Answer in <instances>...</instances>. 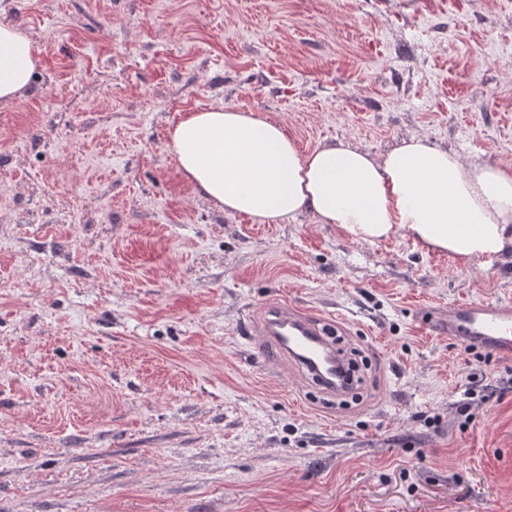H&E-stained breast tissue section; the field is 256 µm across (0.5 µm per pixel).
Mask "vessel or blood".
Here are the masks:
<instances>
[{"instance_id": "obj_1", "label": "vessel or blood", "mask_w": 512, "mask_h": 512, "mask_svg": "<svg viewBox=\"0 0 512 512\" xmlns=\"http://www.w3.org/2000/svg\"><path fill=\"white\" fill-rule=\"evenodd\" d=\"M449 339L486 341L498 351L512 353V303L465 302L449 305L443 320ZM256 335L280 356L296 365L324 397L343 399L357 389L352 359L337 340L334 319L313 316L290 305L269 307L255 327Z\"/></svg>"}]
</instances>
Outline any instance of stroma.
<instances>
[{
	"instance_id": "stroma-1",
	"label": "stroma",
	"mask_w": 512,
	"mask_h": 512,
	"mask_svg": "<svg viewBox=\"0 0 512 512\" xmlns=\"http://www.w3.org/2000/svg\"><path fill=\"white\" fill-rule=\"evenodd\" d=\"M38 65L0 100V512H512V355L428 327L512 302L491 262L308 211L224 213L168 131L228 106L302 151L423 136L512 166V0H0ZM272 302L333 317L347 406L268 358Z\"/></svg>"
}]
</instances>
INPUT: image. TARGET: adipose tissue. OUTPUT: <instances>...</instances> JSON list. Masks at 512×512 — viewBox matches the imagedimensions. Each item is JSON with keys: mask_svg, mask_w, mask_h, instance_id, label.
Returning a JSON list of instances; mask_svg holds the SVG:
<instances>
[{"mask_svg": "<svg viewBox=\"0 0 512 512\" xmlns=\"http://www.w3.org/2000/svg\"><path fill=\"white\" fill-rule=\"evenodd\" d=\"M36 66L26 35L0 25V100L26 88ZM168 140L185 181L231 215L275 223L308 209L359 240L400 232L464 262L512 244V168L464 162L424 137L380 158L344 142L303 152L282 125L215 107L186 113Z\"/></svg>", "mask_w": 512, "mask_h": 512, "instance_id": "obj_1", "label": "adipose tissue"}]
</instances>
